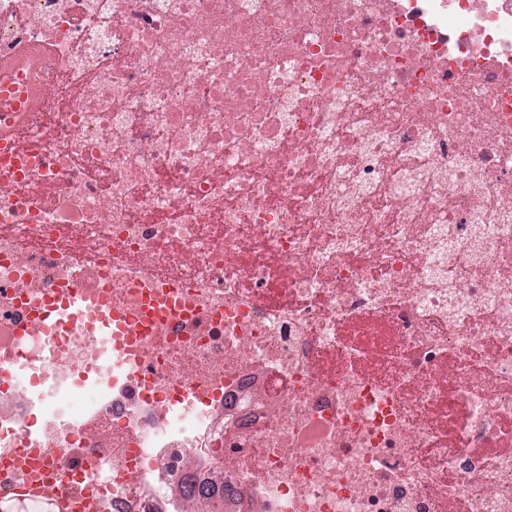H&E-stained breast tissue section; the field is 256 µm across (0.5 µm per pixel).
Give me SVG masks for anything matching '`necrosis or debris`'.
I'll list each match as a JSON object with an SVG mask.
<instances>
[{
	"mask_svg": "<svg viewBox=\"0 0 512 512\" xmlns=\"http://www.w3.org/2000/svg\"><path fill=\"white\" fill-rule=\"evenodd\" d=\"M21 77L0 512H512V0H0Z\"/></svg>",
	"mask_w": 512,
	"mask_h": 512,
	"instance_id": "obj_1",
	"label": "necrosis or debris"
}]
</instances>
